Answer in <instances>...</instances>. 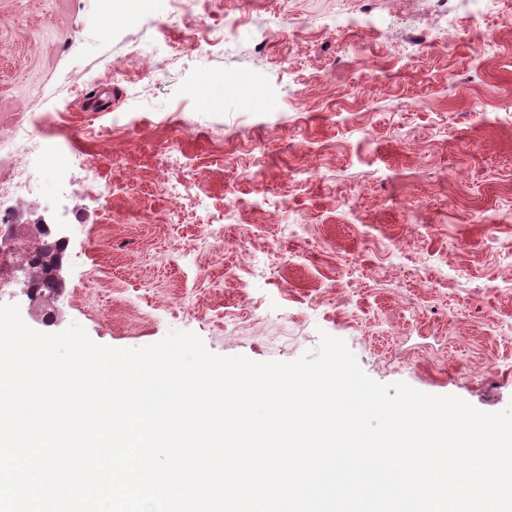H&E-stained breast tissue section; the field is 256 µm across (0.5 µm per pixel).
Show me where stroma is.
<instances>
[{
  "label": "stroma",
  "instance_id": "obj_1",
  "mask_svg": "<svg viewBox=\"0 0 512 512\" xmlns=\"http://www.w3.org/2000/svg\"><path fill=\"white\" fill-rule=\"evenodd\" d=\"M99 6L0 0V133L49 113L113 188L44 214L67 237L53 332L138 348L178 329L257 362L326 333L377 382L512 404V4L204 0L106 29ZM240 14L251 41L224 32ZM233 70L277 109L198 92Z\"/></svg>",
  "mask_w": 512,
  "mask_h": 512
}]
</instances>
